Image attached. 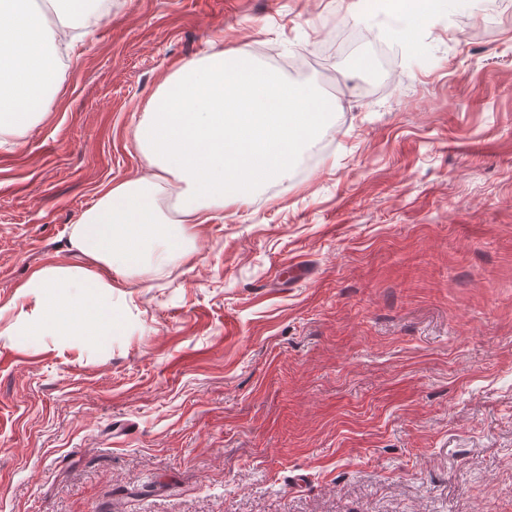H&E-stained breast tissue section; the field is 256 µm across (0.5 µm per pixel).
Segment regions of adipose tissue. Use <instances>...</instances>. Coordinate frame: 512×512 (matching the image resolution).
Masks as SVG:
<instances>
[{"mask_svg": "<svg viewBox=\"0 0 512 512\" xmlns=\"http://www.w3.org/2000/svg\"><path fill=\"white\" fill-rule=\"evenodd\" d=\"M20 0H0V69L16 77L0 93V146L15 143L54 106L58 51L75 37L66 18L88 0H49L64 19L35 21ZM448 11V0H391V17L407 35ZM332 101L244 50L210 52L177 70L149 101L135 129L145 174L102 190L74 224L70 245L85 266L46 264L9 306L0 342L22 336L111 337L121 323L112 308L117 280L144 265L161 270L190 253L195 227L213 208L249 201L287 181L302 150L331 126Z\"/></svg>", "mask_w": 512, "mask_h": 512, "instance_id": "obj_1", "label": "adipose tissue"}]
</instances>
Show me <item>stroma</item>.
<instances>
[{"mask_svg": "<svg viewBox=\"0 0 512 512\" xmlns=\"http://www.w3.org/2000/svg\"><path fill=\"white\" fill-rule=\"evenodd\" d=\"M0 147V305L83 264L163 77L242 49L336 106L292 180L112 291L89 345L0 346V512H512V0L413 40L350 0H112ZM398 48L378 82L358 68Z\"/></svg>", "mask_w": 512, "mask_h": 512, "instance_id": "35a3bbf8", "label": "stroma"}]
</instances>
